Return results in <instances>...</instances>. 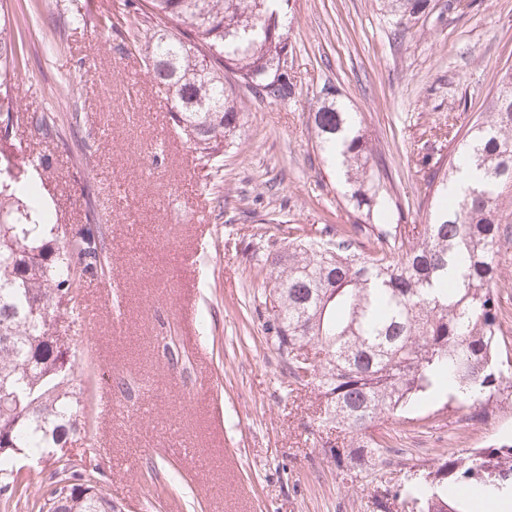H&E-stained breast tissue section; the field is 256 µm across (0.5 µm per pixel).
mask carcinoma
<instances>
[{
	"label": "carcinoma",
	"instance_id": "obj_1",
	"mask_svg": "<svg viewBox=\"0 0 512 512\" xmlns=\"http://www.w3.org/2000/svg\"><path fill=\"white\" fill-rule=\"evenodd\" d=\"M7 0H0V141H17L15 89L19 48ZM283 0H143L120 12L128 47L143 55L170 98V119L199 153L222 167L235 143L245 101L240 89L276 101L295 95L292 53L279 18ZM428 0H383L404 25ZM323 161L337 172L359 213L380 223L324 225L275 253L266 299L274 311L275 344L288 377L321 400L323 425L336 430V467L376 479L391 446L373 429L380 421L422 427L444 421L481 425L508 409L512 381L503 367L512 351L501 344L507 312L495 292L496 257L512 223V67L459 146L439 157L417 187L427 203L420 241L382 208L388 174L339 92L325 88L309 112ZM34 137H49L54 120L29 112ZM465 168L478 184L450 193ZM39 163L30 146L0 154V495L25 499L30 512H115L112 496L94 478L91 451L73 466L56 456L91 421L83 373L60 307L78 309L87 275L110 270L104 233L93 208L87 231L69 235L38 191ZM54 466L38 496L39 472ZM438 478L413 472L396 490L376 487L377 512H471L475 491L512 500V443L473 448L435 459Z\"/></svg>",
	"mask_w": 512,
	"mask_h": 512
}]
</instances>
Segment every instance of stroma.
I'll list each match as a JSON object with an SVG mask.
<instances>
[{
    "label": "stroma",
    "mask_w": 512,
    "mask_h": 512,
    "mask_svg": "<svg viewBox=\"0 0 512 512\" xmlns=\"http://www.w3.org/2000/svg\"><path fill=\"white\" fill-rule=\"evenodd\" d=\"M471 2L451 15L447 0H428L400 28L380 0H289L297 92L276 102L243 91L248 109L217 173L173 125L143 57L105 24L124 0H9L21 110L55 113L61 133L32 144L47 168L41 192L67 228L91 205L107 229L112 270L85 280L94 318L77 348L108 375L90 398L92 443L119 512H376L373 485L328 455L336 435L314 392L290 384L262 266L293 239L355 219L308 125L328 86L381 149L405 223H424L415 185L431 141L482 112L512 65V0ZM168 331L175 367L158 342ZM106 396L122 418L101 415ZM375 432L389 436L383 474L396 479L442 453L512 441V417ZM149 461L180 492L147 481Z\"/></svg>",
    "instance_id": "1"
}]
</instances>
